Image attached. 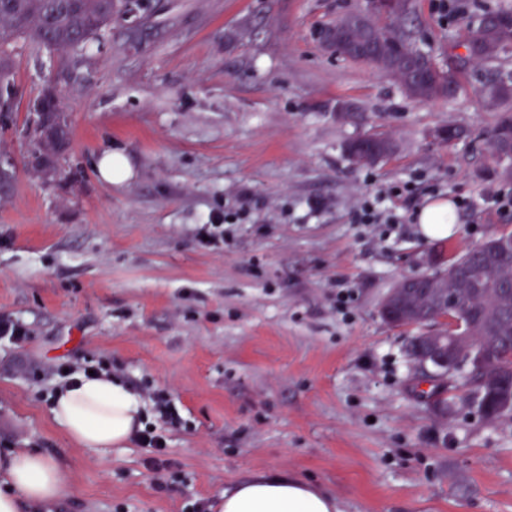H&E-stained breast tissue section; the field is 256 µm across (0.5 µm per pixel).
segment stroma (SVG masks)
Returning <instances> with one entry per match:
<instances>
[{"label": "stroma", "mask_w": 512, "mask_h": 512, "mask_svg": "<svg viewBox=\"0 0 512 512\" xmlns=\"http://www.w3.org/2000/svg\"><path fill=\"white\" fill-rule=\"evenodd\" d=\"M468 0L446 21L435 0L391 21L447 64ZM367 0H146L80 50L17 40L13 107L0 115V455L36 448L67 483L59 512H210L225 489L286 470L339 512H512V422L470 404L439 414L436 385L410 361L415 326L379 313L402 278L512 228V211L464 199L512 192L494 171L481 95L499 64L466 63L452 98L417 100L374 64L324 48L320 33ZM54 90L69 135L57 169L34 161L33 105ZM359 122L337 120L340 105ZM454 123L452 142L435 132ZM386 133L393 153L360 167L345 147ZM123 149L130 176L93 167ZM387 196L405 224H360V200ZM455 208L448 236H422L418 211ZM226 216L224 244H201ZM352 292L347 313L339 289ZM72 372L103 364L145 403L165 391L180 422L163 453L130 443L88 453L52 419Z\"/></svg>", "instance_id": "35a3bbf8"}]
</instances>
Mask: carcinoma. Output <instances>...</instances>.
<instances>
[{
    "label": "carcinoma",
    "mask_w": 512,
    "mask_h": 512,
    "mask_svg": "<svg viewBox=\"0 0 512 512\" xmlns=\"http://www.w3.org/2000/svg\"><path fill=\"white\" fill-rule=\"evenodd\" d=\"M121 0H0V60L9 55L11 43L24 37L40 46L56 49L81 48L112 22ZM413 8L412 0L370 2L367 16L347 18L332 27L338 42L336 52L353 62L373 63L394 77L412 98L432 100L453 96L458 87L453 64L440 65L431 54L413 45V34L392 33L379 26L376 15L402 17ZM512 18V5L483 13L469 24L466 57L474 62L495 63L512 45V25L491 23L488 17ZM488 101L500 109L491 134V156L497 173L512 178V80L493 79L485 87ZM30 135L38 145L44 166L55 169L54 157L64 146L67 128H36ZM358 165L373 166L392 151L382 134L358 137L346 145ZM483 244L449 255L446 275L435 282L439 288L455 289L461 315L471 322L481 343L495 341L496 359L506 377L512 376V250L501 251L495 260H484ZM468 396L484 392L482 375L472 369L466 376Z\"/></svg>",
    "instance_id": "obj_1"
}]
</instances>
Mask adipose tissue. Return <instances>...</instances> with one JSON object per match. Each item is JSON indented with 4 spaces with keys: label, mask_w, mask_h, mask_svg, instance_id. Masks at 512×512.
Instances as JSON below:
<instances>
[{
    "label": "adipose tissue",
    "mask_w": 512,
    "mask_h": 512,
    "mask_svg": "<svg viewBox=\"0 0 512 512\" xmlns=\"http://www.w3.org/2000/svg\"><path fill=\"white\" fill-rule=\"evenodd\" d=\"M144 405L121 379L73 376L54 398L55 422L95 453L125 447L142 429ZM66 472L32 448L0 456V512H53L65 492ZM215 512H338L335 499L294 474L256 472L225 490Z\"/></svg>",
    "instance_id": "1"
}]
</instances>
